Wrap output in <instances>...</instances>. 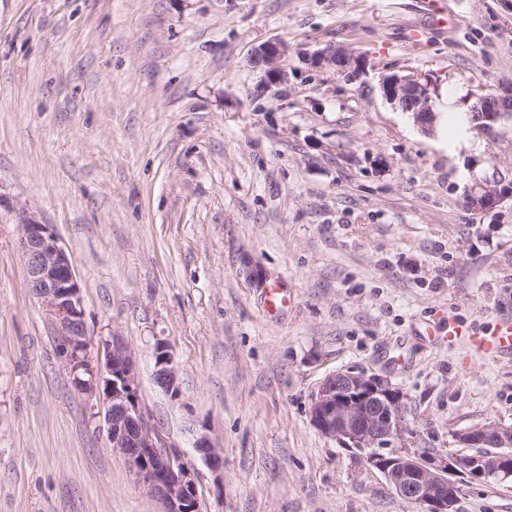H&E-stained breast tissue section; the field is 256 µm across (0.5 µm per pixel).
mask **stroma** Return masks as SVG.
Here are the masks:
<instances>
[{
	"label": "stroma",
	"instance_id": "obj_1",
	"mask_svg": "<svg viewBox=\"0 0 512 512\" xmlns=\"http://www.w3.org/2000/svg\"><path fill=\"white\" fill-rule=\"evenodd\" d=\"M272 40L288 79L259 95L250 59ZM330 44L362 71L310 67ZM391 73L447 87L460 116L477 86L512 84V0H0V194L70 253L90 360L123 339L205 512H419L311 423L339 371L400 391L418 451L512 426V357L428 333L512 310V200L465 203L512 181V123L424 134L383 98ZM18 238L1 209L0 512H162L73 387ZM277 283L293 300L270 316ZM457 512H512V478L464 486ZM512 196L511 188L499 181H486L478 184L467 196L472 210L479 212L495 211L501 204ZM154 354L155 372L159 383L168 391H171V393L175 390L174 395H177V388L175 386L176 367L168 344L162 341L158 342L155 346ZM196 448H199V450L203 452V456L208 467L213 473H215V491L217 495H222L224 492V459L220 451L211 446L206 439H201Z\"/></svg>",
	"mask_w": 512,
	"mask_h": 512
}]
</instances>
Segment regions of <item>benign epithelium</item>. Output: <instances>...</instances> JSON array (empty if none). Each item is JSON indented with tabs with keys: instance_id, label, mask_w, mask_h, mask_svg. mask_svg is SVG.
Wrapping results in <instances>:
<instances>
[{
	"instance_id": "benign-epithelium-1",
	"label": "benign epithelium",
	"mask_w": 512,
	"mask_h": 512,
	"mask_svg": "<svg viewBox=\"0 0 512 512\" xmlns=\"http://www.w3.org/2000/svg\"><path fill=\"white\" fill-rule=\"evenodd\" d=\"M288 51L282 42L261 45L252 58L264 73V88L288 80L281 61ZM315 68L323 65L357 72L361 62L345 47L328 46L312 56ZM384 97L414 109L417 124L428 130L429 87L417 75H390L381 82ZM477 87L470 98L475 109L492 123L512 110V85L495 89ZM512 188L499 181L479 184L467 196L472 209L496 210ZM20 227L19 248L25 258L27 287L41 300L58 328V355L76 390L101 404L102 419L112 452L121 455L143 490L163 505V512H204L198 496L194 469L167 447L160 430L142 406L137 391V373L125 344L114 338L103 345L100 365L85 359L89 332L84 319L80 284L71 258L50 225L24 207L12 206ZM156 377L167 390H176L174 357L165 342L155 346ZM403 396L384 377L364 370H347L324 379L313 394L310 416L313 426L340 447L355 452L381 472L402 499L424 507V512H452L456 492L452 477L470 482L499 474L512 475V457L491 454L472 461L457 452L421 455L407 444L409 432ZM452 444L472 448H511L512 428L490 424L457 433ZM197 448L215 473V491L224 492V459L205 439Z\"/></svg>"
}]
</instances>
